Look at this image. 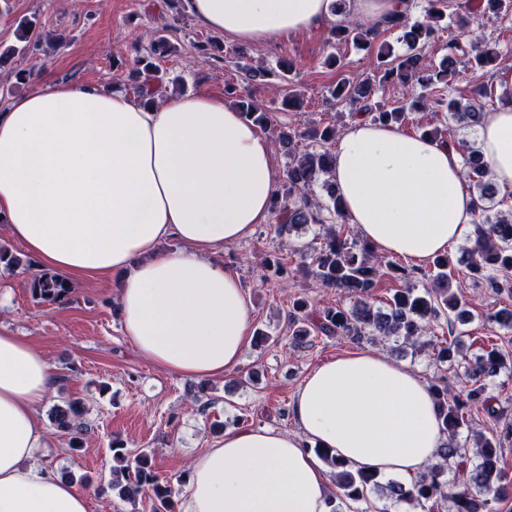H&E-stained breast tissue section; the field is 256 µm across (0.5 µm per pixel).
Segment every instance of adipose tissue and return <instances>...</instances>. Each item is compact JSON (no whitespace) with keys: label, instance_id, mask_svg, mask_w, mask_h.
I'll return each mask as SVG.
<instances>
[{"label":"adipose tissue","instance_id":"obj_1","mask_svg":"<svg viewBox=\"0 0 512 512\" xmlns=\"http://www.w3.org/2000/svg\"><path fill=\"white\" fill-rule=\"evenodd\" d=\"M330 0H189L205 28L246 45L311 34ZM478 146L512 192V104L489 113ZM348 223L386 256L427 262L475 240L461 155L397 125L357 120L334 151ZM280 181L271 139L206 90L151 105L48 73L0 111V230L70 280L118 279L125 336L178 375L240 365L253 305L217 256L266 223ZM177 240L179 249L163 244ZM55 368L23 336L0 332V512H89L86 492L40 458L54 444L40 412ZM297 429H226L192 457L182 512H330L328 465L413 479L448 436L423 379L361 350L310 372L289 405Z\"/></svg>","mask_w":512,"mask_h":512}]
</instances>
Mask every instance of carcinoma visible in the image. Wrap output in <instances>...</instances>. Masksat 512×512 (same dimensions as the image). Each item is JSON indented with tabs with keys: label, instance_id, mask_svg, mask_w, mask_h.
Returning a JSON list of instances; mask_svg holds the SVG:
<instances>
[{
	"label": "carcinoma",
	"instance_id": "1",
	"mask_svg": "<svg viewBox=\"0 0 512 512\" xmlns=\"http://www.w3.org/2000/svg\"><path fill=\"white\" fill-rule=\"evenodd\" d=\"M428 4L424 21L412 22L405 15L374 27H353L341 22L331 26L333 40L350 41L362 49L376 51L381 80H397L408 88L420 89L419 93L388 107L373 100L372 78L355 76L338 81L331 96L351 101L358 113L373 122L399 123L408 110L427 112L442 106L443 99L437 97V86L449 83L460 59L471 58L481 67L499 61L498 51L468 39L475 17L460 16L456 20L457 34L443 45L446 55L441 67L436 69L425 65L421 49L443 30L439 22L446 17V0H428ZM395 30L401 32L399 39L407 45L408 53L393 58L390 47L379 39ZM169 51L167 38L161 36L151 45L148 56L138 59V67L134 70L136 79L132 85L135 96L143 98L149 89L154 94L158 92L164 74L155 60ZM240 69L251 77H260L274 86H281L288 81L293 66L282 63L276 69L260 70L244 64ZM225 94L235 98L237 108L253 123L259 126L272 124L271 111L246 98L237 85L227 84ZM476 95L477 98L465 108L454 99L448 100V111L456 122L469 127L482 124L486 116L482 99L488 97L487 88L477 89ZM422 133L447 142L460 151L463 175L478 190V235L474 244L460 249L459 256L454 258L446 254L433 260L434 270L429 284L421 288L413 284V269L379 261L373 246L352 234L346 224L336 188L330 179L332 152L326 148V144L335 140L336 128L316 124L301 134L295 131L279 133L278 147L290 157V163L276 190L273 204L275 232L282 237L294 231L306 232L321 227L323 235L319 246L303 256L304 264L299 266V270L324 288L344 292L352 302L350 306L326 307L313 313L307 309L305 301L296 300L292 315V343L306 346L311 342V336L318 332L324 336H346L358 342L380 336L412 346L425 337V344L431 347L435 361L451 363L461 353L464 337L461 332L454 333L453 327L470 323L473 314L466 302L452 290L448 267L455 263L463 265L470 277L485 280L496 289L500 288L498 276L512 271V213L493 212L496 191L489 179L488 163L475 146L447 134L445 130L424 127ZM298 137L319 143L321 147L298 153L295 147ZM318 182L329 201L313 193L312 187ZM0 265L6 271L23 269L32 272L29 288L32 297L39 302H60L70 294L71 286L62 276L35 269L33 260L23 259L3 245H0ZM385 281L401 284L399 288L390 289L386 312L375 307L376 291ZM443 320L448 323V337L444 339L435 334L436 327ZM503 365V355L493 348L468 363L466 373L472 385L453 399H448V388L432 386L448 441L438 449L437 463L411 487L406 488L398 481L387 482L386 498L423 510L428 503L442 500L448 502V512H498L496 505L512 498V478L500 467V444L494 434L475 432L474 450L470 456L458 443L463 431H472V412L487 407L491 399L488 386L499 375ZM83 411L78 401L56 410L57 428L70 436L74 448L81 447L86 431ZM111 450L113 460L120 463V472L125 475L126 485L122 493L127 498H136L144 487L149 486L157 500L155 512H174L171 489L160 482L146 454L131 455L119 440L112 441ZM315 453L331 465L340 497L354 503H369L368 495L380 487L375 474L352 469L325 448H317ZM448 470L452 472L451 480H440Z\"/></svg>",
	"mask_w": 512,
	"mask_h": 512
}]
</instances>
